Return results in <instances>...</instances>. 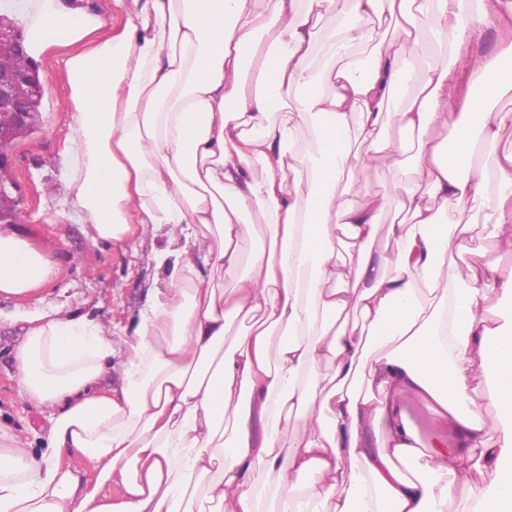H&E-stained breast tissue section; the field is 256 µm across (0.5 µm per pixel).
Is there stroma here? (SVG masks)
Listing matches in <instances>:
<instances>
[{"label":"stroma","instance_id":"35a3bbf8","mask_svg":"<svg viewBox=\"0 0 512 512\" xmlns=\"http://www.w3.org/2000/svg\"><path fill=\"white\" fill-rule=\"evenodd\" d=\"M68 54V49L55 48L37 62L46 84L40 117L10 149L15 177L27 198L26 210L21 223L0 228L25 241L55 269L53 277L33 292L0 293V432L27 442L38 454L46 447L49 410L20 394L15 366V349L28 329L44 316L92 320L112 338V365L93 387L94 393L108 394L121 384L125 341L141 317L149 288L174 275L172 267L156 262L168 246L164 231L138 225L128 239L96 240L90 225L80 223L70 211L73 117L64 67ZM413 179L411 169L384 163L360 175L361 184L389 199L382 224H390Z\"/></svg>","mask_w":512,"mask_h":512}]
</instances>
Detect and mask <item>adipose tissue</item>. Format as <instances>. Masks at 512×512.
<instances>
[{
  "label": "adipose tissue",
  "instance_id": "ef3b65f1",
  "mask_svg": "<svg viewBox=\"0 0 512 512\" xmlns=\"http://www.w3.org/2000/svg\"><path fill=\"white\" fill-rule=\"evenodd\" d=\"M114 3L121 25L102 38L75 0L18 17L32 58L74 49L71 208L101 238L166 229L158 262L183 275L202 262L240 276L228 293L209 278L152 288L106 395L92 388L111 337L68 317L30 328L17 377L51 409L48 449L0 448V512H447L482 469L494 477L461 512H512V434L491 436L512 424V310L497 326L487 311L495 289L512 302V278L472 260L461 222L481 217L512 252V113L489 105L512 90V0H275L267 14L258 0ZM483 34L492 53L476 48ZM433 45L447 64L427 62ZM391 116L396 141L381 136ZM382 159L416 174L405 219L386 227L387 199L355 184ZM382 233L391 253L375 249ZM340 239L355 260L337 257ZM51 273L0 234V292ZM237 318L249 326L229 336ZM477 370L495 419L470 389ZM411 400L450 428L413 475ZM294 421L303 431L282 448ZM114 482L121 497H101Z\"/></svg>",
  "mask_w": 512,
  "mask_h": 512
}]
</instances>
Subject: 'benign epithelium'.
I'll use <instances>...</instances> for the list:
<instances>
[{
	"instance_id": "obj_1",
	"label": "benign epithelium",
	"mask_w": 512,
	"mask_h": 512,
	"mask_svg": "<svg viewBox=\"0 0 512 512\" xmlns=\"http://www.w3.org/2000/svg\"><path fill=\"white\" fill-rule=\"evenodd\" d=\"M24 32L0 17V57L8 54L26 59L24 69L0 63V116L8 123L0 124V224H17L25 207L18 184L11 171L9 148L13 141L32 127L33 106L41 100L44 86L36 77L35 62L29 59Z\"/></svg>"
}]
</instances>
